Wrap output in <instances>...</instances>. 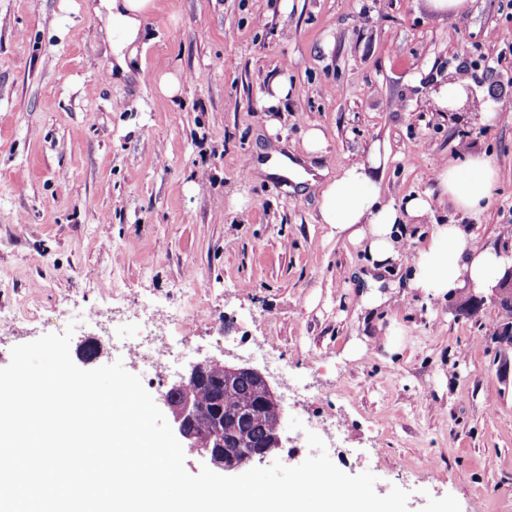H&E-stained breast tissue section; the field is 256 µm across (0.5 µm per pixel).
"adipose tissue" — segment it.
<instances>
[{"label": "adipose tissue", "instance_id": "1", "mask_svg": "<svg viewBox=\"0 0 512 512\" xmlns=\"http://www.w3.org/2000/svg\"><path fill=\"white\" fill-rule=\"evenodd\" d=\"M153 7V0H85L88 13L104 18L103 42L112 52L117 76H130L129 63L141 48L142 22ZM327 146L323 131L312 127L296 158L274 151L265 160L250 162L248 169L256 179L275 176L312 188L320 221L328 225L330 235L367 253L359 277L369 285L398 259L409 227L423 224L427 236L412 261L406 288L426 299L497 288L512 267V255L480 244L467 225L435 223L432 209V196L437 193L462 215L483 211L498 175L486 153L470 151L463 158L443 160L434 171L437 192L418 193L397 205L382 199L376 179L387 162L386 154L376 150L365 160L332 171L315 165L326 155Z\"/></svg>", "mask_w": 512, "mask_h": 512}]
</instances>
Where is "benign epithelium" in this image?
Listing matches in <instances>:
<instances>
[{
  "label": "benign epithelium",
  "instance_id": "1",
  "mask_svg": "<svg viewBox=\"0 0 512 512\" xmlns=\"http://www.w3.org/2000/svg\"><path fill=\"white\" fill-rule=\"evenodd\" d=\"M246 377L254 384L247 400L238 402L234 423L242 426H261L269 434L260 448L224 447L219 433L220 417L233 397L224 391V381ZM170 414L174 433L184 447L206 458L216 468L239 471L252 461L262 460L277 448L283 447L279 432L283 416L282 398L259 369L246 365H220L199 362L180 380L169 385L162 395Z\"/></svg>",
  "mask_w": 512,
  "mask_h": 512
}]
</instances>
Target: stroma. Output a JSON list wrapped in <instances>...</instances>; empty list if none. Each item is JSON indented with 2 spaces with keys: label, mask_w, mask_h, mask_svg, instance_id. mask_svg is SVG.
I'll list each match as a JSON object with an SVG mask.
<instances>
[{
  "label": "stroma",
  "mask_w": 512,
  "mask_h": 512,
  "mask_svg": "<svg viewBox=\"0 0 512 512\" xmlns=\"http://www.w3.org/2000/svg\"><path fill=\"white\" fill-rule=\"evenodd\" d=\"M154 4L131 63L154 74L145 84L112 75L83 0H0V338L30 342L52 312L133 311L150 296L178 316L167 332L190 325L179 372L244 360L282 396L283 446L262 467L301 464L304 425L323 421L351 451L344 472L409 491L410 512H512V350L496 341L512 314L488 293H409L361 323L362 250L329 236L312 194L245 173L284 75L281 135L297 147L321 128L332 164L387 148L384 200L433 190L441 159L490 153L486 210L469 218L437 197L434 217L512 250V0H474L457 19L427 0ZM462 63L476 95L455 119L432 94ZM166 74L176 96L158 87ZM488 98L500 119L486 125ZM391 325L402 353L380 341Z\"/></svg>",
  "instance_id": "1"
}]
</instances>
